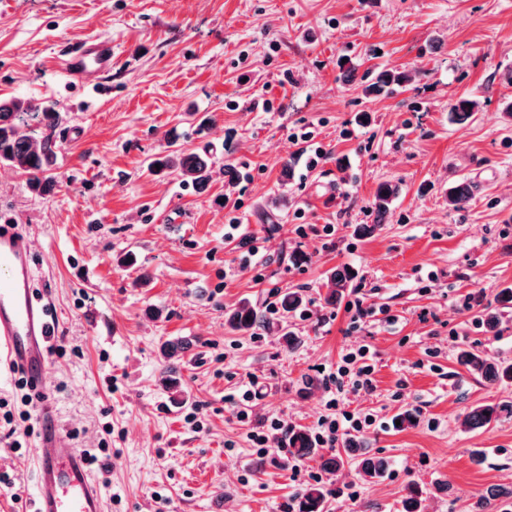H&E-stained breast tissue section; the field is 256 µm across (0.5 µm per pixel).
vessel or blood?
<instances>
[{"label": "vessel or blood", "instance_id": "b4317fda", "mask_svg": "<svg viewBox=\"0 0 512 512\" xmlns=\"http://www.w3.org/2000/svg\"><path fill=\"white\" fill-rule=\"evenodd\" d=\"M65 75L75 83L88 73L112 70V42L83 36L62 47ZM30 241L17 225L0 224V368L22 374L44 388L49 345L56 322L49 304L34 297ZM53 404L41 408V433L34 455L37 486L33 512H104L103 495L84 456L64 444Z\"/></svg>", "mask_w": 512, "mask_h": 512}]
</instances>
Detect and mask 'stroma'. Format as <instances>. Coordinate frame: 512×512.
<instances>
[{"mask_svg":"<svg viewBox=\"0 0 512 512\" xmlns=\"http://www.w3.org/2000/svg\"><path fill=\"white\" fill-rule=\"evenodd\" d=\"M91 34L112 39V92L87 108L59 50ZM347 57L361 74L416 78L367 97L347 81ZM462 96L478 110L455 123ZM0 97L63 115L56 187L31 193L0 164V213L31 236L34 286L56 311L45 390L61 435L82 452L112 450L110 471L90 467L106 512H296L318 464L294 461L284 440L258 453L250 434L274 418L314 430L334 396L375 416L362 438L392 466L377 481L351 464L323 474L327 512H398L411 482L426 512H469L488 487L512 484V416L462 426L472 405L512 401V385L457 362L464 346L512 358V308L497 303L512 288V0H0ZM300 130L326 152L315 168L291 139ZM171 143L209 155L205 187L147 170ZM462 179L478 189L456 210L448 188ZM383 182L400 192L359 237ZM278 196L286 208L272 207ZM340 265L356 273L349 297L374 311L356 324L325 302ZM144 272L148 285L135 287ZM295 288L307 311L290 321L295 347L227 327L239 301L267 311ZM484 307L500 309L497 333L479 322ZM168 340L191 344L169 366ZM362 346L372 389L336 390L328 373ZM168 368L183 404L162 383ZM407 409L416 426L395 427ZM37 440L13 450L0 418V512H30Z\"/></svg>","mask_w":512,"mask_h":512,"instance_id":"35a3bbf8","label":"stroma"}]
</instances>
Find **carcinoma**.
<instances>
[{"instance_id":"carcinoma-1","label":"carcinoma","mask_w":512,"mask_h":512,"mask_svg":"<svg viewBox=\"0 0 512 512\" xmlns=\"http://www.w3.org/2000/svg\"><path fill=\"white\" fill-rule=\"evenodd\" d=\"M411 77L406 72L385 70L380 72L375 82L366 86L367 94H379L392 85L407 83ZM475 101L462 97L450 108L452 118L456 121L469 119L474 112ZM61 121V114L53 107L35 100L17 98H0V163L18 169L26 176L27 185L33 192L46 194L54 186L51 171L56 163L58 144L53 135L48 134L39 140L22 131V127L34 123L36 126L52 130ZM160 170L178 174L181 179L193 186L203 187L211 178L212 161L205 155L183 150H163L148 161L151 171ZM476 187L469 181L455 183L448 189V204L454 209L465 208L475 195ZM399 188L391 183L378 186L373 203V223L362 224L357 229L360 236L372 234L383 223L390 205L396 198ZM354 272L347 266H338L330 272L332 288L327 294V302L339 303L345 297ZM303 305L301 290H288L282 295L280 309L282 317L296 314ZM226 324L237 333L254 334L259 330L284 331L288 343L296 341L293 332L287 326L270 321L256 306L248 301L240 302L226 315ZM457 360L467 372L480 377L489 384L512 385V360L489 356L472 348H461ZM512 416V403L477 404L467 412L464 424L471 430H480ZM288 447L297 459H317L321 469L328 473L339 471L345 464V458L357 460L358 474L370 479L383 478L390 468V461L371 452L366 443L359 439H348L344 444V453H321L306 430L288 429ZM327 490L321 485H310L300 495L298 512H325ZM400 512H425L422 493L416 486L407 488L400 500ZM512 505V487L502 485L490 486L480 495L471 512H501Z\"/></svg>"}]
</instances>
